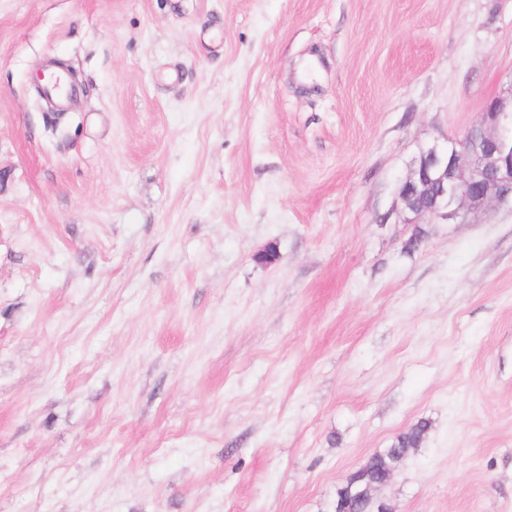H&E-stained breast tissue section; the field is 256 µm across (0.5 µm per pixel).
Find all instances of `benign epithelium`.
Here are the masks:
<instances>
[{"mask_svg":"<svg viewBox=\"0 0 512 512\" xmlns=\"http://www.w3.org/2000/svg\"><path fill=\"white\" fill-rule=\"evenodd\" d=\"M399 197L412 214L408 224L425 215L449 222L464 203L495 200L512 206V98L490 100L479 126L444 146L428 148L401 185ZM387 483L381 479L339 499L336 512H353L352 500L370 501Z\"/></svg>","mask_w":512,"mask_h":512,"instance_id":"7a95c632","label":"benign epithelium"}]
</instances>
